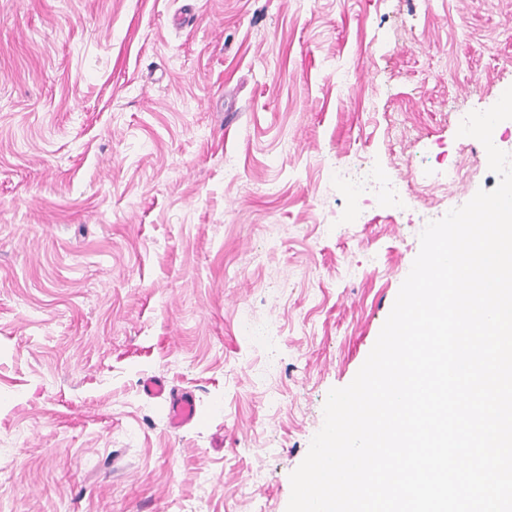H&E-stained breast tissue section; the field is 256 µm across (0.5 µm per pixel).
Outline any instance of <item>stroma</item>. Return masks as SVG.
<instances>
[{
	"mask_svg": "<svg viewBox=\"0 0 512 512\" xmlns=\"http://www.w3.org/2000/svg\"><path fill=\"white\" fill-rule=\"evenodd\" d=\"M511 86L512 0H0V512H286ZM142 389L150 397L160 398L167 404V420L172 429H180L191 423L198 414L195 398L186 392L167 391L164 382L156 377L142 380Z\"/></svg>",
	"mask_w": 512,
	"mask_h": 512,
	"instance_id": "35a3bbf8",
	"label": "stroma"
}]
</instances>
